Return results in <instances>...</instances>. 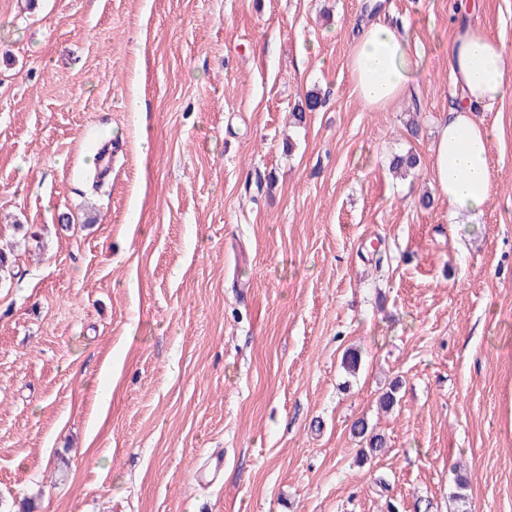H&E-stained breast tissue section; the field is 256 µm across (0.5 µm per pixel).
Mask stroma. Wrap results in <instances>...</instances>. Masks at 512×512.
I'll return each mask as SVG.
<instances>
[{"instance_id":"stroma-1","label":"stroma","mask_w":512,"mask_h":512,"mask_svg":"<svg viewBox=\"0 0 512 512\" xmlns=\"http://www.w3.org/2000/svg\"><path fill=\"white\" fill-rule=\"evenodd\" d=\"M461 22L512 53V0H0V512H512V87L482 213L432 178ZM405 28L374 23L354 40L349 69L354 88L372 109L387 107L407 94L414 79ZM353 431L361 437L365 438L366 446L365 448H361L360 458L362 461L368 459V457H373L378 455L383 448H385V439L379 433H374L372 431H368V425L364 421H358L355 423Z\"/></svg>"}]
</instances>
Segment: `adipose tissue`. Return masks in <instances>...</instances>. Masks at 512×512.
I'll return each instance as SVG.
<instances>
[{
    "mask_svg": "<svg viewBox=\"0 0 512 512\" xmlns=\"http://www.w3.org/2000/svg\"><path fill=\"white\" fill-rule=\"evenodd\" d=\"M404 27L374 23L354 40L349 69L354 88L372 109L407 94L414 79ZM452 83L459 96L439 122L433 175L450 216L474 214L487 203L492 175L487 130L471 116L475 104L493 105L512 87V54L480 28L460 26L449 50Z\"/></svg>",
    "mask_w": 512,
    "mask_h": 512,
    "instance_id": "ef3b65f1",
    "label": "adipose tissue"
}]
</instances>
